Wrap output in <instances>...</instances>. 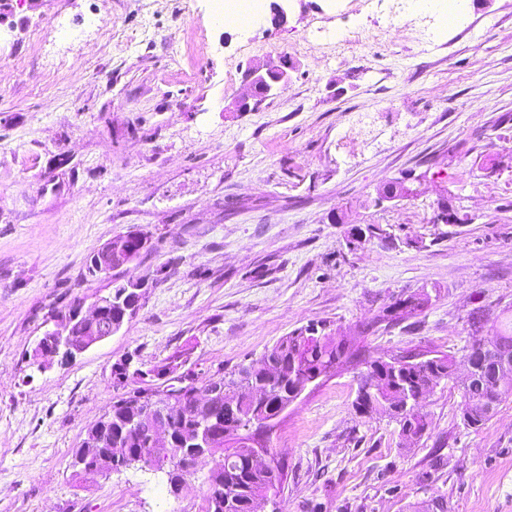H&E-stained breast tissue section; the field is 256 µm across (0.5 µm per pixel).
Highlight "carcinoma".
I'll return each instance as SVG.
<instances>
[{
  "instance_id": "carcinoma-1",
  "label": "carcinoma",
  "mask_w": 512,
  "mask_h": 512,
  "mask_svg": "<svg viewBox=\"0 0 512 512\" xmlns=\"http://www.w3.org/2000/svg\"><path fill=\"white\" fill-rule=\"evenodd\" d=\"M429 295L422 292L398 298L387 314L398 319L422 310ZM512 351V331L494 327L490 335L475 340L463 357L472 363L473 375L482 390L472 391L464 386L460 414L464 425L480 427L492 416L487 401L501 399L512 391V377L496 375L495 358ZM347 356L346 342L337 331L326 326L309 325L281 338L247 365L222 378L209 382L213 396L208 406L197 405L192 392L196 379L188 372L172 376L177 366L170 363L147 370L135 369L121 363L113 367L117 385L125 386L133 378L136 386L112 398V404L90 427L82 445L73 451V466L86 472L83 445L93 443L94 462L98 474L105 477L110 460L122 457L129 467H143L154 458L160 463L168 483L178 493L186 478L195 473L192 463L193 433L198 420L214 415L221 429L237 439L238 446L225 447L216 441L212 453L219 454L206 477L207 490L201 512H282L279 503L271 501L272 487H282L283 473L254 466L250 430L255 422L278 414L299 386H309L336 369ZM457 370V360L449 355L420 361L401 359L398 363L367 365V373L376 376L374 401L364 399L355 403L362 412H375L395 420L400 437L406 442L420 438L427 430V421L416 409L408 406L417 391L429 392L443 379H450ZM167 401L177 406L173 416L174 431L160 435L149 427L151 408Z\"/></svg>"
}]
</instances>
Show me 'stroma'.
I'll use <instances>...</instances> for the list:
<instances>
[{"mask_svg": "<svg viewBox=\"0 0 512 512\" xmlns=\"http://www.w3.org/2000/svg\"><path fill=\"white\" fill-rule=\"evenodd\" d=\"M467 4L460 33L420 25L417 0H294L285 24L234 29L213 0H0V512H199L208 461L176 494L157 471L75 474L113 367L175 358L204 382L320 323L351 356L265 437L284 512H512V395L472 428L442 381L408 448L354 406L367 361L459 358L472 313L512 321V0ZM284 60L287 86L235 111L246 70ZM407 174L415 194L375 205ZM443 195L468 223H433ZM133 229L148 253L87 276ZM129 280L143 296L118 334L33 365L52 311ZM420 289L418 315L386 318Z\"/></svg>", "mask_w": 512, "mask_h": 512, "instance_id": "obj_1", "label": "stroma"}]
</instances>
